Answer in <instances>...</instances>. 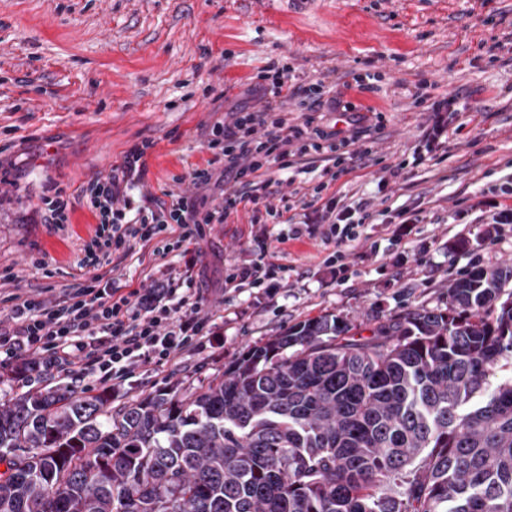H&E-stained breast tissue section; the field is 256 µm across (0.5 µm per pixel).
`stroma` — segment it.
Listing matches in <instances>:
<instances>
[{
  "mask_svg": "<svg viewBox=\"0 0 512 512\" xmlns=\"http://www.w3.org/2000/svg\"><path fill=\"white\" fill-rule=\"evenodd\" d=\"M272 61L334 87L370 129L362 167L335 185L339 203L372 213L344 248L348 276L325 266L320 239L302 238L281 246L290 271L277 294L222 293L225 266L253 257L252 213L208 225L189 249L212 289L202 311L223 319V348L139 368L113 409L207 384L306 318L336 312L372 329L443 304L471 259L512 263V224L487 233L493 204L512 206V0H0V268L13 267L23 289L73 283L95 229L81 186L149 140L145 187L188 190L187 173L211 157L204 126ZM451 92L482 112L450 117L446 142L426 151L433 115L413 97ZM396 166L399 177L382 184ZM52 182L71 197L61 227L41 216ZM461 237L473 254L450 251Z\"/></svg>",
  "mask_w": 512,
  "mask_h": 512,
  "instance_id": "obj_1",
  "label": "stroma"
}]
</instances>
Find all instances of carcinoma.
<instances>
[{
	"instance_id": "carcinoma-1",
	"label": "carcinoma",
	"mask_w": 512,
	"mask_h": 512,
	"mask_svg": "<svg viewBox=\"0 0 512 512\" xmlns=\"http://www.w3.org/2000/svg\"><path fill=\"white\" fill-rule=\"evenodd\" d=\"M447 294L368 337L308 318L116 412L110 388L0 403V512H512V264Z\"/></svg>"
}]
</instances>
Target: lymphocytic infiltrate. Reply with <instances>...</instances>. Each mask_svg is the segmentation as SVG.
Masks as SVG:
<instances>
[{
    "mask_svg": "<svg viewBox=\"0 0 512 512\" xmlns=\"http://www.w3.org/2000/svg\"><path fill=\"white\" fill-rule=\"evenodd\" d=\"M258 85V104L240 103L223 120L206 126L205 143L212 162L189 172L195 196L172 195L159 201L142 183L141 161L150 147H131L121 164L108 175L92 176L80 195L96 220L84 255L77 262L75 282L58 295L46 296L32 288L5 296L9 330L0 331L1 360L12 379L60 367L79 378L124 384L142 365L162 367L184 350L215 340L218 324L202 308L207 291L191 270L168 263L177 253L205 236V228L224 223L241 206L263 205L267 216L287 225L273 234L258 225L253 259L224 271L228 288H255L272 295L286 278L288 267L279 261V246L304 236L320 237L333 248L327 260L342 262L343 245L358 241L370 214L363 205L337 207L323 200L330 179L353 161L361 132L355 117H347L348 131L314 127L310 118L289 119L286 105L301 100L310 113L319 111L325 93L323 81L305 87L288 67L269 65ZM324 164V182L314 186V218L294 221L288 201L274 202L270 167L280 172L298 167L308 157ZM148 251L155 262L145 284L122 290L112 285L105 265L126 258L134 249Z\"/></svg>",
    "mask_w": 512,
    "mask_h": 512,
    "instance_id": "1",
    "label": "lymphocytic infiltrate"
}]
</instances>
